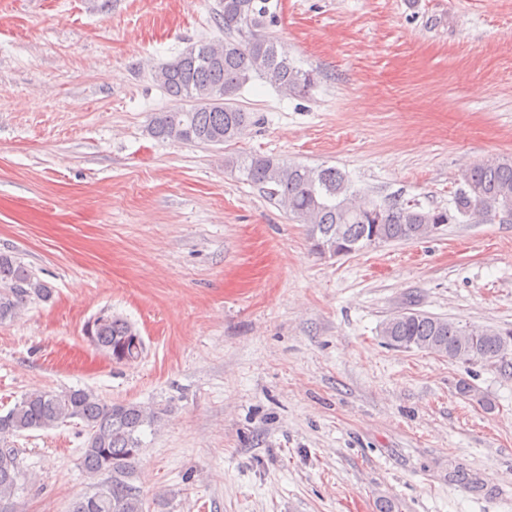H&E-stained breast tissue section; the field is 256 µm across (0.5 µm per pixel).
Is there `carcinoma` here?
I'll return each instance as SVG.
<instances>
[{
    "instance_id": "obj_1",
    "label": "carcinoma",
    "mask_w": 512,
    "mask_h": 512,
    "mask_svg": "<svg viewBox=\"0 0 512 512\" xmlns=\"http://www.w3.org/2000/svg\"><path fill=\"white\" fill-rule=\"evenodd\" d=\"M256 0H221L217 24L225 38L192 45L154 72L155 82L176 106L155 112L148 133L157 139L220 145L238 138L252 113L232 100L253 78L269 80L285 95L306 93L315 73L295 66L288 49L268 29L277 15L255 8ZM226 165L277 201L296 221L307 225L314 250L346 246L354 252L388 242L412 243L435 225L461 218L512 211V159L495 158L463 170L467 190L453 198L454 210L425 209L418 203L379 206L357 200L346 176L334 167L312 168L281 158L251 154L230 157ZM53 288L17 256L0 252V323L26 306L47 302ZM87 340L115 364L141 358L143 340L117 313L88 321ZM385 343L399 350L417 349L463 362L509 364L512 330L462 325L448 318L409 310L386 319L380 328ZM77 419L86 440L81 466L90 479L101 476L90 495L76 498L70 512H145L141 490L132 484L143 452L141 434L158 421V412L133 402L107 403L95 392L69 389L29 393L0 414V439L26 431L47 430ZM19 480L17 450L0 448V512H13L11 497Z\"/></svg>"
}]
</instances>
